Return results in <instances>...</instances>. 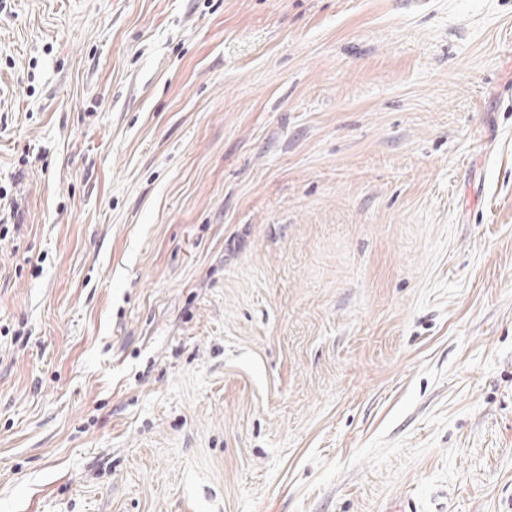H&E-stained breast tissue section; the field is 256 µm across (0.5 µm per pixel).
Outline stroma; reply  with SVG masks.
Returning <instances> with one entry per match:
<instances>
[{"instance_id": "1", "label": "stroma", "mask_w": 512, "mask_h": 512, "mask_svg": "<svg viewBox=\"0 0 512 512\" xmlns=\"http://www.w3.org/2000/svg\"><path fill=\"white\" fill-rule=\"evenodd\" d=\"M512 0H0V512H512Z\"/></svg>"}]
</instances>
